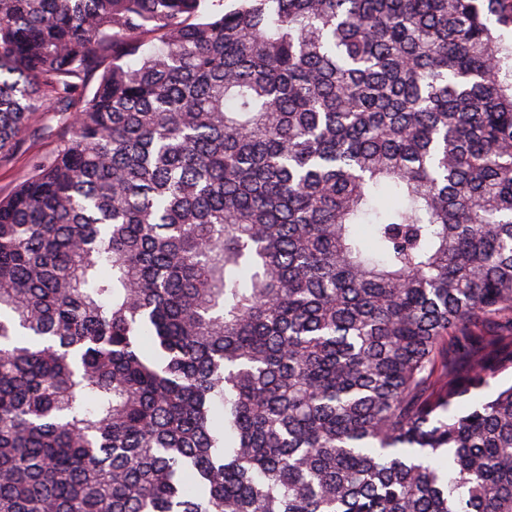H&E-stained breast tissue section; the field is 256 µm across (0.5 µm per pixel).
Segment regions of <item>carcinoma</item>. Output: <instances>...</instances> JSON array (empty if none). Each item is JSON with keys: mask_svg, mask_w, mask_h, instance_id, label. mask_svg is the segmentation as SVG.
Wrapping results in <instances>:
<instances>
[{"mask_svg": "<svg viewBox=\"0 0 512 512\" xmlns=\"http://www.w3.org/2000/svg\"><path fill=\"white\" fill-rule=\"evenodd\" d=\"M0 512H512V0H0ZM53 147L54 142L51 139H41L31 143L29 149L19 150L6 161L0 162V192L9 191L27 175L33 154H48Z\"/></svg>", "mask_w": 512, "mask_h": 512, "instance_id": "carcinoma-1", "label": "carcinoma"}]
</instances>
